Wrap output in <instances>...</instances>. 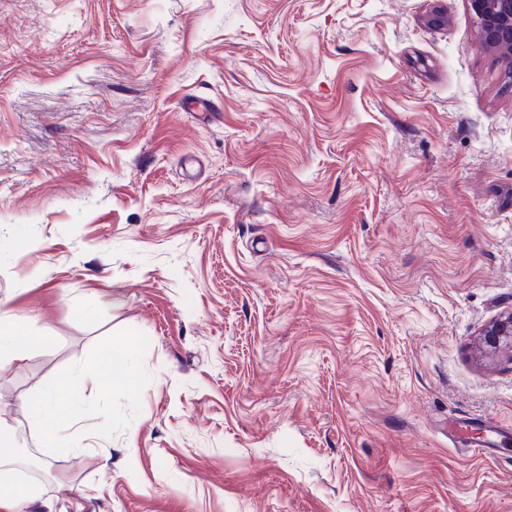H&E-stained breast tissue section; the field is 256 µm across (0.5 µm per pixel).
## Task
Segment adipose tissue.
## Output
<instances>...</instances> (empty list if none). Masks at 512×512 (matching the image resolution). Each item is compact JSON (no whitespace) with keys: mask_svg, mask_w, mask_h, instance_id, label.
<instances>
[{"mask_svg":"<svg viewBox=\"0 0 512 512\" xmlns=\"http://www.w3.org/2000/svg\"><path fill=\"white\" fill-rule=\"evenodd\" d=\"M26 324L9 313H0V364L22 360L29 349ZM134 348L130 339L116 340L112 357L107 362L81 370L73 379L54 390L38 394L28 403L29 417L33 422H55L59 430L44 438L41 454L45 460L65 453L80 457L88 448V436L77 429L76 395L85 383H92L100 390L125 385L131 375L129 360Z\"/></svg>","mask_w":512,"mask_h":512,"instance_id":"ef3b65f1","label":"adipose tissue"}]
</instances>
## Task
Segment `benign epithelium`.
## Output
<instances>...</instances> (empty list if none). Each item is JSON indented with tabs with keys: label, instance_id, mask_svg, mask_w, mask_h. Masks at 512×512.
Instances as JSON below:
<instances>
[{
	"label": "benign epithelium",
	"instance_id": "benign-epithelium-1",
	"mask_svg": "<svg viewBox=\"0 0 512 512\" xmlns=\"http://www.w3.org/2000/svg\"><path fill=\"white\" fill-rule=\"evenodd\" d=\"M475 19L481 49L512 59V0H466ZM482 343L493 352L512 354V312L483 332Z\"/></svg>",
	"mask_w": 512,
	"mask_h": 512
}]
</instances>
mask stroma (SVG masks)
I'll list each match as a JSON object with an SVG mask.
<instances>
[{"label": "stroma", "instance_id": "stroma-1", "mask_svg": "<svg viewBox=\"0 0 512 512\" xmlns=\"http://www.w3.org/2000/svg\"><path fill=\"white\" fill-rule=\"evenodd\" d=\"M0 307L20 448L136 336L55 512H512V71L466 0H0ZM31 347L26 324L7 312L0 313V364L20 361ZM482 343L493 352H508L512 357V312L495 320L482 334Z\"/></svg>", "mask_w": 512, "mask_h": 512}]
</instances>
